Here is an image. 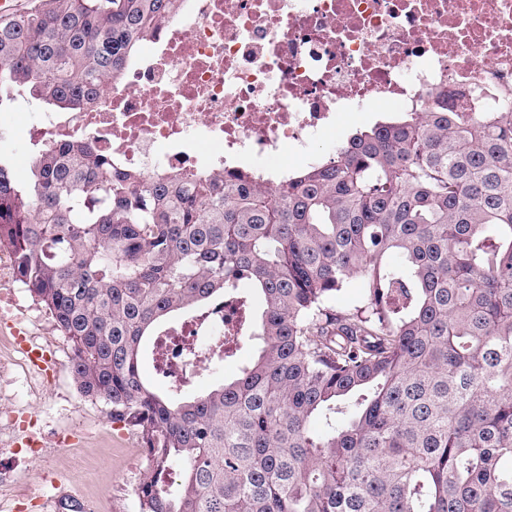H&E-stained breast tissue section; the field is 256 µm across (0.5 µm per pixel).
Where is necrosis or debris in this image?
Here are the masks:
<instances>
[{
  "label": "necrosis or debris",
  "instance_id": "1",
  "mask_svg": "<svg viewBox=\"0 0 512 512\" xmlns=\"http://www.w3.org/2000/svg\"><path fill=\"white\" fill-rule=\"evenodd\" d=\"M439 95L512 110V0H181L98 107L42 113L29 135L45 151L88 140L146 178L269 186L287 156L317 162L312 145L352 114L422 112ZM242 314L228 296L161 332L175 387L201 363L186 355L192 338L223 347Z\"/></svg>",
  "mask_w": 512,
  "mask_h": 512
}]
</instances>
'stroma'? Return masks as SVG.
Returning a JSON list of instances; mask_svg holds the SVG:
<instances>
[{
    "label": "stroma",
    "instance_id": "35a3bbf8",
    "mask_svg": "<svg viewBox=\"0 0 512 512\" xmlns=\"http://www.w3.org/2000/svg\"><path fill=\"white\" fill-rule=\"evenodd\" d=\"M9 109L14 119L0 132V151L23 172L33 154L27 127L43 106L31 100ZM1 285L30 338L54 352L57 369L47 380L29 374L11 336L0 335V512H139L135 489L147 460L137 434L77 389L71 346L49 310L14 277ZM258 347V340L244 342L235 355L200 368L190 393L235 377Z\"/></svg>",
    "mask_w": 512,
    "mask_h": 512
}]
</instances>
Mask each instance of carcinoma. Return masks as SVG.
Wrapping results in <instances>:
<instances>
[{
    "label": "carcinoma",
    "instance_id": "cac0c4a2",
    "mask_svg": "<svg viewBox=\"0 0 512 512\" xmlns=\"http://www.w3.org/2000/svg\"><path fill=\"white\" fill-rule=\"evenodd\" d=\"M177 9L0 16V109L98 103ZM1 246L80 393L141 439L140 512H512L511 111L402 112L269 187L147 181L88 141L34 151L23 177L0 154ZM241 286L255 358L197 395L153 391L145 338Z\"/></svg>",
    "mask_w": 512,
    "mask_h": 512
}]
</instances>
